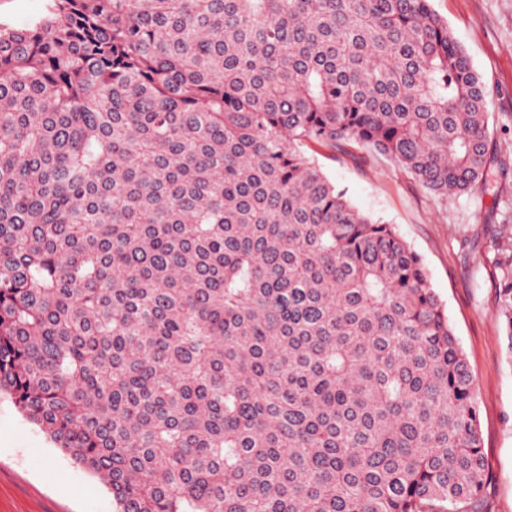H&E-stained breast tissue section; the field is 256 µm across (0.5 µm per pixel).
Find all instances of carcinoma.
Here are the masks:
<instances>
[{"label": "carcinoma", "mask_w": 512, "mask_h": 512, "mask_svg": "<svg viewBox=\"0 0 512 512\" xmlns=\"http://www.w3.org/2000/svg\"><path fill=\"white\" fill-rule=\"evenodd\" d=\"M0 26V394L117 512H491L421 257L308 153L492 185L429 0H52ZM512 356V238H496Z\"/></svg>", "instance_id": "obj_1"}]
</instances>
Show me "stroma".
<instances>
[{
    "label": "stroma",
    "instance_id": "35a3bbf8",
    "mask_svg": "<svg viewBox=\"0 0 512 512\" xmlns=\"http://www.w3.org/2000/svg\"><path fill=\"white\" fill-rule=\"evenodd\" d=\"M490 93L497 188L512 199V0H430ZM325 175L364 213L396 227L422 258L475 379L486 496L512 512V361L498 312L494 238L512 225L479 190L440 202L400 165L313 146ZM0 512H116L111 493L0 396Z\"/></svg>",
    "mask_w": 512,
    "mask_h": 512
}]
</instances>
